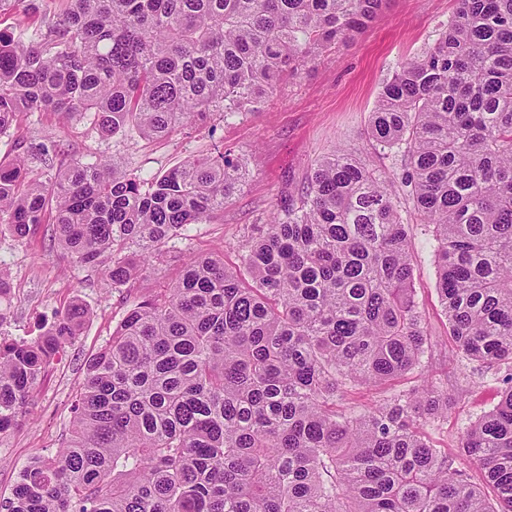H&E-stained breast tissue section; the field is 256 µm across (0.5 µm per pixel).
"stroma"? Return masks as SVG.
<instances>
[{
    "label": "stroma",
    "instance_id": "35a3bbf8",
    "mask_svg": "<svg viewBox=\"0 0 512 512\" xmlns=\"http://www.w3.org/2000/svg\"><path fill=\"white\" fill-rule=\"evenodd\" d=\"M456 8V0H390L354 40L308 62L286 77L258 111L218 122L212 134L203 129L156 141L112 138L82 119L65 123L54 112L18 114L14 135L0 136L4 163L16 155V141L54 138L72 146L76 157L115 158L122 167L147 177L188 156L209 152L212 141L218 140L225 151L240 157L245 176L223 214L191 226L187 238L171 243L162 263L122 291L114 290L100 270L82 266L54 245L49 225H40L23 239L0 230V265L10 279L8 293L0 297V308L6 311L0 339L34 340L74 303L89 312L80 336L41 379L19 425L0 434L1 498L10 497L31 458L60 447L87 361L107 343L130 308L177 280L188 256L216 253L223 255L225 264H238L244 232L265 224L282 195L300 189L313 165L337 147L352 148L366 165L395 169L393 155H381L368 139L371 112L384 82L402 62L436 41ZM401 214L412 225L415 300L432 341L426 368L430 378L448 390V419L430 426L428 433L437 446L452 450L462 431L497 402L501 375L463 359L456 350L436 289L435 242L415 223L411 205H403Z\"/></svg>",
    "mask_w": 512,
    "mask_h": 512
}]
</instances>
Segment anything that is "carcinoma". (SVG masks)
Returning a JSON list of instances; mask_svg holds the SVG:
<instances>
[{
	"label": "carcinoma",
	"instance_id": "obj_1",
	"mask_svg": "<svg viewBox=\"0 0 512 512\" xmlns=\"http://www.w3.org/2000/svg\"><path fill=\"white\" fill-rule=\"evenodd\" d=\"M387 0H61L23 43L0 31V136L21 112L103 135H186L259 108L287 75L354 39ZM368 136L400 157L401 193L350 149L318 161L239 264L193 255L131 308L89 361L62 448L34 458L0 512H512V0H457L433 45L386 81ZM42 143L0 164V224L53 234L122 290L237 191L216 142L160 175L56 165ZM412 204L458 353L511 371L460 437L439 385L360 412L337 401L424 369ZM87 317L75 304L34 341L0 340V433ZM478 463L485 487L456 466Z\"/></svg>",
	"mask_w": 512,
	"mask_h": 512
}]
</instances>
